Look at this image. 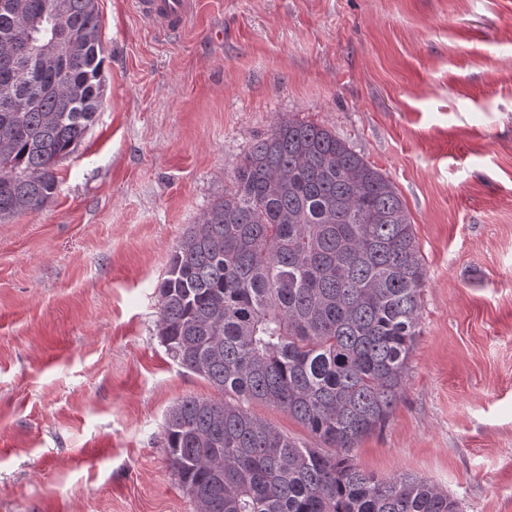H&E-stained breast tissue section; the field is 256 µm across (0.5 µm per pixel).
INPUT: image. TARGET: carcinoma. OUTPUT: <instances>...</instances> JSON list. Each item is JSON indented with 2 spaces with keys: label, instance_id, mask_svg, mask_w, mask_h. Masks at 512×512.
Instances as JSON below:
<instances>
[{
  "label": "carcinoma",
  "instance_id": "carcinoma-1",
  "mask_svg": "<svg viewBox=\"0 0 512 512\" xmlns=\"http://www.w3.org/2000/svg\"><path fill=\"white\" fill-rule=\"evenodd\" d=\"M0 6V221L40 210L54 168L103 95L97 0ZM68 43L32 57L42 15ZM425 267L396 187L331 130L281 118L237 164L224 197L176 246L158 337L213 397L187 396L164 448L197 512H460L423 477L379 479L351 454L389 421L419 333ZM276 407L312 448L252 414Z\"/></svg>",
  "mask_w": 512,
  "mask_h": 512
}]
</instances>
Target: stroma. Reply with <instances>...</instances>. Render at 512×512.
Segmentation results:
<instances>
[{
    "instance_id": "1",
    "label": "stroma",
    "mask_w": 512,
    "mask_h": 512,
    "mask_svg": "<svg viewBox=\"0 0 512 512\" xmlns=\"http://www.w3.org/2000/svg\"><path fill=\"white\" fill-rule=\"evenodd\" d=\"M103 96L0 222V512H196L162 425L214 388L158 337L177 243L282 117L389 177L426 267L390 423L355 449L512 512V0H199L176 37L97 0Z\"/></svg>"
}]
</instances>
